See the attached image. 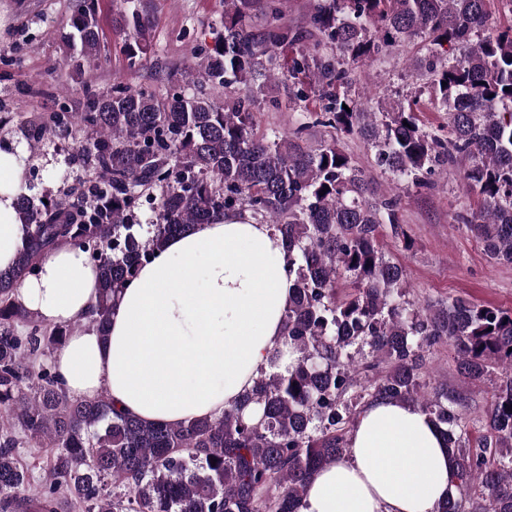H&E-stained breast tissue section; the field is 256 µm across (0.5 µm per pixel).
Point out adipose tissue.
I'll return each mask as SVG.
<instances>
[{"label": "adipose tissue", "mask_w": 512, "mask_h": 512, "mask_svg": "<svg viewBox=\"0 0 512 512\" xmlns=\"http://www.w3.org/2000/svg\"><path fill=\"white\" fill-rule=\"evenodd\" d=\"M27 153L0 149V270L26 235L16 206ZM291 280L281 236L249 216L227 215L167 240L119 293L106 330L87 322L99 298L86 252L63 246L21 284L37 318L74 331L52 362L77 400L107 395L146 422L220 416L250 388L282 344ZM454 459L417 405L381 399L365 408L346 456L310 482L300 512H437Z\"/></svg>", "instance_id": "obj_1"}]
</instances>
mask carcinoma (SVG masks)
<instances>
[{
    "label": "carcinoma",
    "mask_w": 512,
    "mask_h": 512,
    "mask_svg": "<svg viewBox=\"0 0 512 512\" xmlns=\"http://www.w3.org/2000/svg\"><path fill=\"white\" fill-rule=\"evenodd\" d=\"M68 26L81 56L100 55L94 0H78ZM489 0H309L306 26L288 24V0H224L212 46L191 50L187 83L224 89V102L176 93L161 102L120 83L99 93L86 81L76 112L20 124L31 149L78 129L95 134L77 152L94 178L47 200L21 196L28 231L0 273V512H300L311 477L347 454L357 405L379 398L420 403L451 449L455 469L438 512H512V313L455 300L409 308L404 269L386 258L381 229L399 234L400 190L428 189L448 165L480 198L459 215L497 264L512 265V26L490 22ZM127 31L130 63L151 48L137 9ZM429 43L427 74L448 130H424L417 103L374 112L348 93L352 66L415 39ZM447 85H442V82ZM288 88L316 98L286 132L254 127L257 94ZM330 129L313 144L309 131ZM362 139L391 176L373 179L341 145ZM155 219L142 233L140 200ZM249 214L285 241L292 300L283 345L240 400L213 419L148 424L102 395L74 400L50 363L65 331L16 299L52 250L89 253L100 297L87 319L109 323L115 299L163 242L194 224ZM352 292L336 297V284ZM448 345L468 385L492 383L477 446L467 437L465 397L454 387L419 394L426 353ZM51 449L30 481L22 443Z\"/></svg>",
    "instance_id": "cac0c4a2"
}]
</instances>
